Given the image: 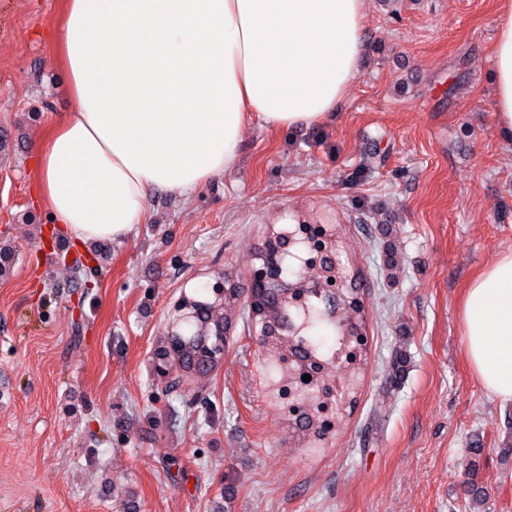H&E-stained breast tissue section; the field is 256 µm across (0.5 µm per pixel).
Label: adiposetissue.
<instances>
[{
	"label": "adipose tissue",
	"mask_w": 512,
	"mask_h": 512,
	"mask_svg": "<svg viewBox=\"0 0 512 512\" xmlns=\"http://www.w3.org/2000/svg\"><path fill=\"white\" fill-rule=\"evenodd\" d=\"M365 0H65L56 31L75 112L37 147L43 206L84 245L128 237L149 189L188 194L231 169L251 120L335 118L360 68ZM493 112L512 143V0L496 20ZM465 357L512 402V250L471 280Z\"/></svg>",
	"instance_id": "1"
}]
</instances>
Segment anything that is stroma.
Listing matches in <instances>:
<instances>
[{
	"instance_id": "35a3bbf8",
	"label": "stroma",
	"mask_w": 512,
	"mask_h": 512,
	"mask_svg": "<svg viewBox=\"0 0 512 512\" xmlns=\"http://www.w3.org/2000/svg\"><path fill=\"white\" fill-rule=\"evenodd\" d=\"M63 4L0 0V512H512V403L474 377L459 317L512 249L498 0H367L335 120L247 126L230 170L187 196L150 190L130 236L61 254L34 166L46 114L76 107L50 35ZM292 214L338 226L367 332L357 393L315 454L281 422L258 325L234 318L200 404L167 395L153 360L188 328L178 303L214 300L227 275L249 288Z\"/></svg>"
}]
</instances>
